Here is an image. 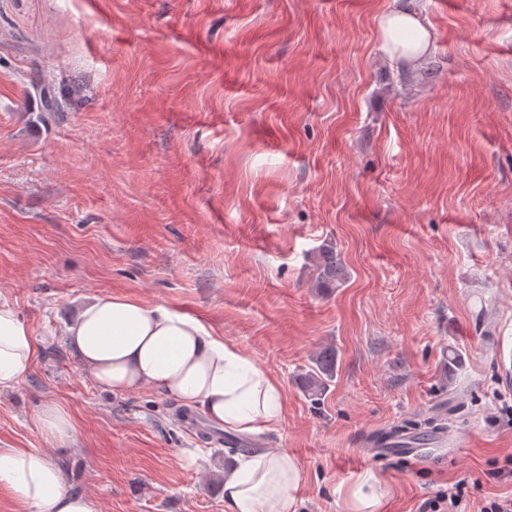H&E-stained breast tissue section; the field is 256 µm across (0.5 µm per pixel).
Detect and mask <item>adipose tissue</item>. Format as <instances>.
I'll use <instances>...</instances> for the list:
<instances>
[{
	"label": "adipose tissue",
	"mask_w": 512,
	"mask_h": 512,
	"mask_svg": "<svg viewBox=\"0 0 512 512\" xmlns=\"http://www.w3.org/2000/svg\"><path fill=\"white\" fill-rule=\"evenodd\" d=\"M377 39L390 61L411 70L433 44L432 26L417 0H406L380 15ZM66 333L79 363L105 390L150 387L201 409L224 430L244 435L281 421L279 385L197 315L101 295L84 305ZM37 353L19 311L0 301V389L12 388ZM35 424L51 444L64 446L75 439L69 413L57 404L43 405ZM299 478L295 456L254 450L225 469L224 500L229 512H297ZM0 485L9 489L18 512H99L93 497L66 489L59 464L39 448H0Z\"/></svg>",
	"instance_id": "adipose-tissue-1"
}]
</instances>
